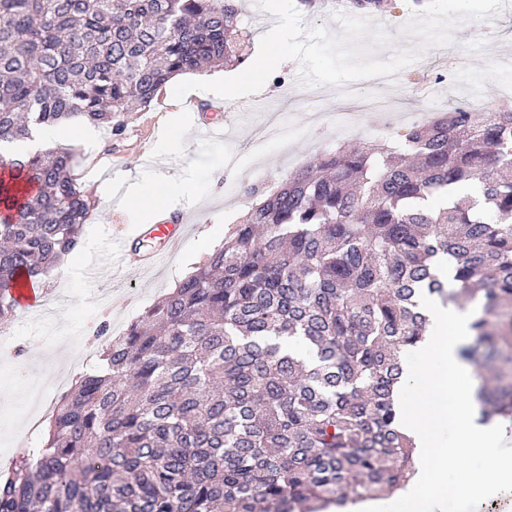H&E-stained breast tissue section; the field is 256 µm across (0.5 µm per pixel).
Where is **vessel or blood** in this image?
<instances>
[{
  "label": "vessel or blood",
  "instance_id": "obj_1",
  "mask_svg": "<svg viewBox=\"0 0 512 512\" xmlns=\"http://www.w3.org/2000/svg\"><path fill=\"white\" fill-rule=\"evenodd\" d=\"M188 230L186 216L174 213L159 218L154 223L142 225L138 230L139 238L158 241V248L143 250L134 246L133 241L127 237L119 236L112 239L100 260L104 263L118 262L138 274L149 272L157 266L162 256L172 257L178 253Z\"/></svg>",
  "mask_w": 512,
  "mask_h": 512
}]
</instances>
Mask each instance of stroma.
<instances>
[{
  "label": "stroma",
  "mask_w": 512,
  "mask_h": 512,
  "mask_svg": "<svg viewBox=\"0 0 512 512\" xmlns=\"http://www.w3.org/2000/svg\"><path fill=\"white\" fill-rule=\"evenodd\" d=\"M405 2L396 0L395 9L375 16L391 37L390 47L379 52V59H388L395 50L420 46L419 39L402 30L410 18ZM445 54L453 57L454 66L441 82L437 61ZM299 71L294 61L280 65L258 92L221 102L227 114L223 120L206 110L183 107L173 100V87L168 84L149 108L132 114L122 138L95 126L90 139L73 140L72 172L94 208L82 228L79 249L65 263L67 277L48 290L52 296L65 295V302L47 313L19 308L8 320L15 342L13 350L0 357V476L30 438L31 423L43 419L40 407L27 401L30 379H38L44 399L53 400L56 393L50 388L48 366L61 354L70 362L80 358L96 339L101 323H109L118 335L141 320L213 249L223 245L230 228L255 202L245 194V187L272 190L315 156L357 136L400 140L413 120H424L460 102L477 112L512 110V11L490 19L465 20L455 29L452 44L424 49L422 57L397 73L390 84L372 79L356 82L353 97L344 95L342 87L322 86L319 100H312ZM381 94L393 103L391 117L358 111L359 99ZM272 113L287 121L288 138L254 151L257 129ZM351 113L357 116L360 135L340 129ZM206 120L213 125L208 137L197 131L198 122ZM177 131L186 138L187 149L182 153L165 147ZM96 155L103 157L102 166L94 178L83 177V169ZM217 163L224 170L214 187L210 177ZM161 174L183 177L191 184L176 199L177 211L191 219V231L180 253L149 275H132L114 264L109 277H87V268L97 262L113 236H135L139 225L154 221L148 207L129 208L123 197L133 185L147 190L150 179ZM105 289L112 292L107 307L99 301ZM22 364L27 367L23 373L18 370Z\"/></svg>",
  "instance_id": "obj_1"
}]
</instances>
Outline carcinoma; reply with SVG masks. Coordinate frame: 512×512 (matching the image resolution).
Returning <instances> with one entry per match:
<instances>
[{
    "label": "carcinoma",
    "instance_id": "1",
    "mask_svg": "<svg viewBox=\"0 0 512 512\" xmlns=\"http://www.w3.org/2000/svg\"><path fill=\"white\" fill-rule=\"evenodd\" d=\"M244 0H0V145L71 122L124 134L179 74L240 63ZM73 149L0 154V321L79 244ZM471 193L436 210L462 188ZM260 198L54 401L0 512H319L406 484L396 393L430 323L475 308L484 421L512 418V112L458 104L403 147L341 144ZM312 354L311 363L306 356Z\"/></svg>",
    "mask_w": 512,
    "mask_h": 512
}]
</instances>
